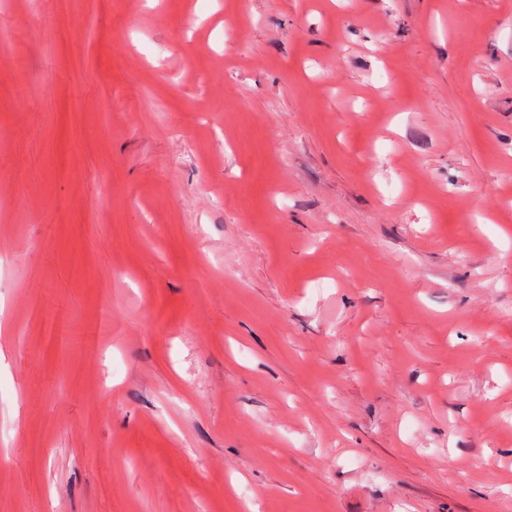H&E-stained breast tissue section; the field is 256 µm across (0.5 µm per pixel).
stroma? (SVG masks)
<instances>
[{
	"instance_id": "stroma-1",
	"label": "stroma",
	"mask_w": 512,
	"mask_h": 512,
	"mask_svg": "<svg viewBox=\"0 0 512 512\" xmlns=\"http://www.w3.org/2000/svg\"><path fill=\"white\" fill-rule=\"evenodd\" d=\"M0 28V512H512V0Z\"/></svg>"
}]
</instances>
